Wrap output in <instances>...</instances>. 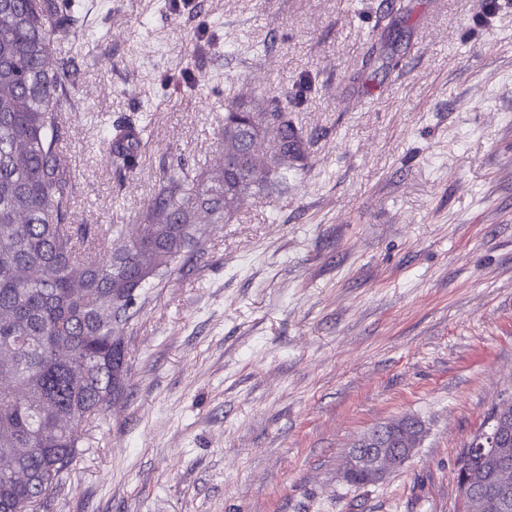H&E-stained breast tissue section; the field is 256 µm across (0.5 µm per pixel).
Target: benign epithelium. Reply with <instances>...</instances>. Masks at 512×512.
<instances>
[{"instance_id":"7a95c632","label":"benign epithelium","mask_w":512,"mask_h":512,"mask_svg":"<svg viewBox=\"0 0 512 512\" xmlns=\"http://www.w3.org/2000/svg\"><path fill=\"white\" fill-rule=\"evenodd\" d=\"M496 414L478 437L479 451L490 457L491 467L466 469L459 481L460 496L472 512H505L512 503V401L497 406ZM419 439V425L412 417L371 430L348 455L345 476L362 471L369 483H378L413 456Z\"/></svg>"}]
</instances>
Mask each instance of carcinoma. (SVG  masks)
Wrapping results in <instances>:
<instances>
[{
  "label": "carcinoma",
  "mask_w": 512,
  "mask_h": 512,
  "mask_svg": "<svg viewBox=\"0 0 512 512\" xmlns=\"http://www.w3.org/2000/svg\"><path fill=\"white\" fill-rule=\"evenodd\" d=\"M72 0H0V512H38L76 461L85 432L122 391L127 349L112 340L151 279L179 273L202 236L194 215L232 217L244 195L306 168L310 138L288 105L224 102V181L197 171L194 196L176 202L170 176L140 231L103 252L71 221V177L58 150L66 79L53 46L76 20ZM133 124L109 133L112 163L132 170ZM274 133L269 154L259 152ZM25 473V480L12 472Z\"/></svg>",
  "instance_id": "obj_1"
}]
</instances>
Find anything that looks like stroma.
I'll use <instances>...</instances> for the list:
<instances>
[{"label":"stroma","instance_id":"35a3bbf8","mask_svg":"<svg viewBox=\"0 0 512 512\" xmlns=\"http://www.w3.org/2000/svg\"><path fill=\"white\" fill-rule=\"evenodd\" d=\"M74 3L76 221L130 237L179 160L221 178L237 95L298 92L311 143L114 325L124 392L40 512H462L458 455L512 399V0ZM134 117L128 174L106 134ZM402 417L413 457L348 483ZM413 417H404L371 430L357 440L356 448L348 455L345 477L363 471L370 484L379 483L388 473L403 466L418 446L419 425ZM378 431V432H377ZM357 474L347 482L357 485L369 484Z\"/></svg>","mask_w":512,"mask_h":512}]
</instances>
